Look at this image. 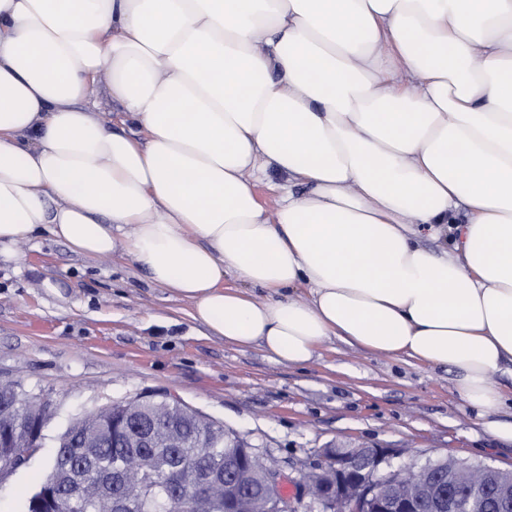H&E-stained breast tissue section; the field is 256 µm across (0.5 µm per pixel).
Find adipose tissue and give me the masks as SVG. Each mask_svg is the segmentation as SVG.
Instances as JSON below:
<instances>
[{"label": "adipose tissue", "instance_id": "ef3b65f1", "mask_svg": "<svg viewBox=\"0 0 512 512\" xmlns=\"http://www.w3.org/2000/svg\"><path fill=\"white\" fill-rule=\"evenodd\" d=\"M41 230L277 360L334 336L453 371L512 438V0H0V247Z\"/></svg>", "mask_w": 512, "mask_h": 512}]
</instances>
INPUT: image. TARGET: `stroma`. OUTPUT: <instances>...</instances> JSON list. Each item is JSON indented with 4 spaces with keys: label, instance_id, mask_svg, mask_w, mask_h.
Instances as JSON below:
<instances>
[{
    "label": "stroma",
    "instance_id": "35a3bbf8",
    "mask_svg": "<svg viewBox=\"0 0 512 512\" xmlns=\"http://www.w3.org/2000/svg\"><path fill=\"white\" fill-rule=\"evenodd\" d=\"M191 311L121 249L88 257L41 231L0 255V382L58 406L41 447L0 478V512H22L76 415L141 394L180 397L291 474L321 448L354 445L395 449L396 469L454 456L512 470V440L491 433L446 369L335 337L307 363L280 362Z\"/></svg>",
    "mask_w": 512,
    "mask_h": 512
}]
</instances>
